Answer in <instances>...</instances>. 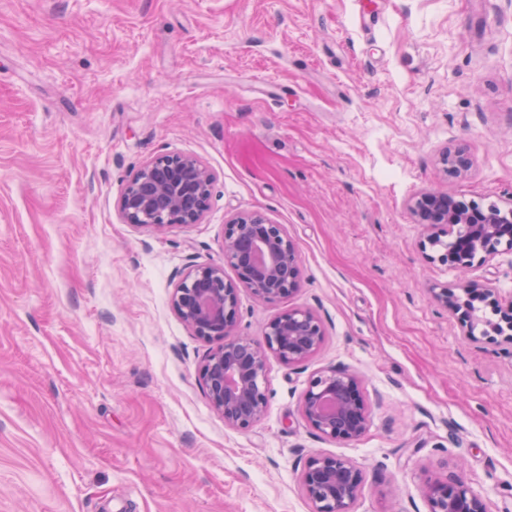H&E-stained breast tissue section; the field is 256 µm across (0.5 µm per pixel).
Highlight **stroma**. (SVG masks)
I'll return each mask as SVG.
<instances>
[{
    "instance_id": "stroma-1",
    "label": "stroma",
    "mask_w": 512,
    "mask_h": 512,
    "mask_svg": "<svg viewBox=\"0 0 512 512\" xmlns=\"http://www.w3.org/2000/svg\"><path fill=\"white\" fill-rule=\"evenodd\" d=\"M466 148L465 176L440 154ZM214 175L200 223H126V182L160 155ZM423 191L512 197V0H0V512H311L320 455L365 480L352 512H428L457 472L512 512V344L472 342L430 291L512 300V252L427 259ZM243 212L298 246L290 298L239 294L263 336L291 308L323 341L269 357L268 406L226 427L199 383L208 345L171 305L224 263ZM356 373V441L303 419L310 380Z\"/></svg>"
}]
</instances>
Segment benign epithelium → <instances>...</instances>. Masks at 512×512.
Wrapping results in <instances>:
<instances>
[{
	"instance_id": "benign-epithelium-1",
	"label": "benign epithelium",
	"mask_w": 512,
	"mask_h": 512,
	"mask_svg": "<svg viewBox=\"0 0 512 512\" xmlns=\"http://www.w3.org/2000/svg\"><path fill=\"white\" fill-rule=\"evenodd\" d=\"M440 163L445 173L461 176L471 166L463 149H447ZM212 172L189 155H161L142 165L127 181L120 198L124 219L136 226L162 229L198 223L207 207ZM408 208L419 224L427 258L456 269L484 264L512 249V205H465L441 192H422ZM455 235L448 244L443 237ZM224 263L237 280L226 278L224 267L195 268L172 294V307L193 333L209 344L199 367V381L224 425L247 430L267 408L265 387L268 356L296 364L321 345L318 317L291 309L274 318L263 336L237 331L238 293L247 289L263 301L290 297L299 288L300 261L295 242L283 227L257 213H241L224 230ZM494 289L471 281L456 288L431 289L432 299L457 317L473 338V298L484 300ZM499 316L492 330L512 343V300L495 307ZM361 378L351 372L329 370L314 376L301 400L306 422L332 440L356 441L369 428V415L360 397ZM303 493L312 512H351L364 482L362 470L342 456L312 458L301 473ZM429 512H489L486 500L455 474L425 485Z\"/></svg>"
}]
</instances>
